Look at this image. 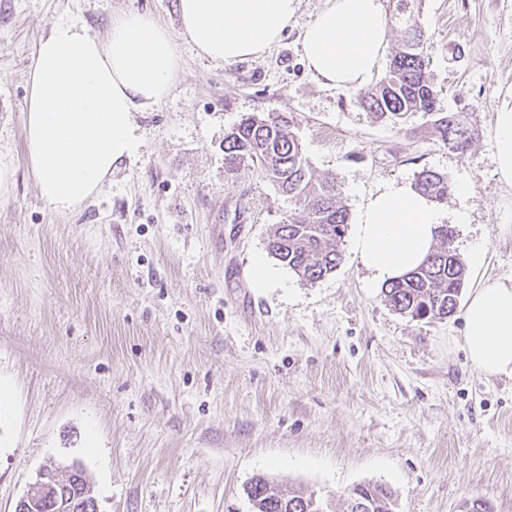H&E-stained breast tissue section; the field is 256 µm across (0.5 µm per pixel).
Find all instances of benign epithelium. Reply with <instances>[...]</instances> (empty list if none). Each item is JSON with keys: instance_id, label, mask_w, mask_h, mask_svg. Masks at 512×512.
Wrapping results in <instances>:
<instances>
[{"instance_id": "1", "label": "benign epithelium", "mask_w": 512, "mask_h": 512, "mask_svg": "<svg viewBox=\"0 0 512 512\" xmlns=\"http://www.w3.org/2000/svg\"><path fill=\"white\" fill-rule=\"evenodd\" d=\"M78 476L85 489L77 498L62 502L58 491L61 477ZM97 509L91 497L90 483L86 471L77 463L61 467L51 461L38 472L26 493L17 502L15 512H93Z\"/></svg>"}]
</instances>
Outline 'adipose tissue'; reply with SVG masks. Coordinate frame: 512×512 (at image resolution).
I'll list each match as a JSON object with an SVG mask.
<instances>
[{
  "label": "adipose tissue",
  "instance_id": "1",
  "mask_svg": "<svg viewBox=\"0 0 512 512\" xmlns=\"http://www.w3.org/2000/svg\"><path fill=\"white\" fill-rule=\"evenodd\" d=\"M298 0H177L199 55L234 63L277 43ZM388 34L381 0H325L302 35L309 73L336 88H361L379 67ZM180 59L172 33L148 13L113 19L106 39L74 19L54 22L29 73L24 142L41 198L59 212L97 196L138 150L135 114L168 98ZM495 172L512 185V107L495 121ZM440 224L434 201L404 186L374 195L359 220L358 248L376 282L399 279L430 253ZM463 346L486 378H512V278L486 279L463 310Z\"/></svg>",
  "mask_w": 512,
  "mask_h": 512
}]
</instances>
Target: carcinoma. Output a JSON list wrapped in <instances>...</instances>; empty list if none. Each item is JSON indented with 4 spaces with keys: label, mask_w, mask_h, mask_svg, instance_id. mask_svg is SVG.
Masks as SVG:
<instances>
[{
    "label": "carcinoma",
    "mask_w": 512,
    "mask_h": 512,
    "mask_svg": "<svg viewBox=\"0 0 512 512\" xmlns=\"http://www.w3.org/2000/svg\"><path fill=\"white\" fill-rule=\"evenodd\" d=\"M422 33L409 15L404 38L393 55L389 70L361 97L363 108L379 118L402 119L420 112L433 117V128L449 148L466 152L473 133L465 112L435 111V94L428 74ZM224 164L237 173L254 166L295 200L298 211L278 225L268 249L298 276L316 281L340 263L337 243L348 224V213L337 200L334 184L315 180L299 142L286 121L255 115L241 119L224 136ZM415 189L437 202L448 199V177L422 170ZM467 280V267L453 247V233L439 227L438 243L425 262L383 290L386 305L413 320L445 319L455 313ZM252 512H322L320 501L302 487L283 490L265 476L246 486ZM364 505L360 511L358 505ZM348 512H393V494L381 484L358 485L348 495Z\"/></svg>",
    "instance_id": "cac0c4a2"
}]
</instances>
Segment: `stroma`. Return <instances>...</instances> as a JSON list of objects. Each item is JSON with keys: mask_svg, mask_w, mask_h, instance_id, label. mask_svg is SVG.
Segmentation results:
<instances>
[{"mask_svg": "<svg viewBox=\"0 0 512 512\" xmlns=\"http://www.w3.org/2000/svg\"><path fill=\"white\" fill-rule=\"evenodd\" d=\"M393 55L408 15L424 30L439 112H466L470 149L429 118L376 117L359 91L307 71L299 0L261 58L198 55L177 0H0V512L48 460L79 461L97 512H251L256 475L345 512L356 485L390 488L395 512H512V378L486 380L462 348V315L392 311L356 246L368 199L425 169L465 183L439 203L467 288L512 277V186L494 165L495 115L512 106V0H382ZM151 13L181 68L166 101L136 113L140 145L69 213L40 197L25 153L28 72L51 24L105 38ZM283 116L349 223L334 272L301 279L267 242L295 204L254 167L226 173L224 136ZM482 249L480 265L469 262ZM269 278L256 285V266Z\"/></svg>", "mask_w": 512, "mask_h": 512, "instance_id": "stroma-1", "label": "stroma"}]
</instances>
